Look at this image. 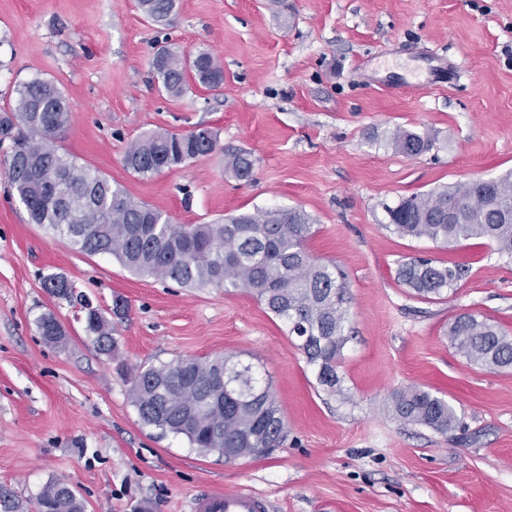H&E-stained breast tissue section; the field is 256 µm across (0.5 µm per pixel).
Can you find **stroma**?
<instances>
[{"instance_id":"1","label":"stroma","mask_w":512,"mask_h":512,"mask_svg":"<svg viewBox=\"0 0 512 512\" xmlns=\"http://www.w3.org/2000/svg\"><path fill=\"white\" fill-rule=\"evenodd\" d=\"M180 0L172 26L138 0H0V110L33 79L71 108L59 141L176 224L301 208L308 250L348 276L350 339L331 395L284 324L242 289L184 288L79 252L30 223L0 168V487L29 504L66 480L86 512H190L197 494L246 486L272 512H512V368L470 364L446 336L463 312L512 335V258L469 241L445 247L389 228L387 207L512 170V0ZM213 50L224 86L179 101L158 90L163 46ZM217 131L216 152L150 177L123 156L148 131ZM398 127L428 134L408 158ZM252 154L251 180L224 172L225 149ZM469 266L439 299L400 285L405 259ZM66 277L104 313L116 297L114 353L87 335L79 304L51 296ZM64 326L46 342L41 315ZM231 354L269 383L287 427L279 448L233 462L142 425L128 381L137 369ZM444 398L459 428L397 420L393 392ZM389 144L397 153L407 157H417L430 149L432 141L424 133L398 127L391 132Z\"/></svg>"}]
</instances>
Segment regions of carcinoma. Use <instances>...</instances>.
Segmentation results:
<instances>
[{
	"label": "carcinoma",
	"mask_w": 512,
	"mask_h": 512,
	"mask_svg": "<svg viewBox=\"0 0 512 512\" xmlns=\"http://www.w3.org/2000/svg\"><path fill=\"white\" fill-rule=\"evenodd\" d=\"M179 0H139L145 18L166 28L178 12ZM160 90L180 99L192 87L217 91L224 84L218 55L200 50L185 56L161 48L153 58ZM71 109L56 85L34 79L17 89L15 106L0 112V142H11L0 164L34 224L51 229L83 253L109 254L126 268L160 281L190 288H242L288 328L317 379L332 395L343 393L338 360L348 343L347 275L334 262L307 251L313 222L303 209H269L241 213L222 222L175 224L163 211L135 200L120 186L79 165L55 146L70 122ZM217 132L199 127L189 133L152 132L138 138L123 157L126 169L147 176L183 166L218 148ZM392 148L417 157L432 146L426 134L395 128ZM255 160L244 150L224 151V169L238 180L252 176ZM64 192L71 205H51L49 197ZM389 228L397 235L427 239L446 247L463 241L490 243L512 257V172L479 178L450 188L412 194L387 207ZM469 268L455 261L414 258L401 263L397 280L418 297L436 299L458 287ZM47 291L75 297L66 278ZM85 329L97 348L116 349L112 323L97 308L84 306ZM48 342L65 339L66 331L51 315L38 320ZM450 346L469 362L487 370L512 367V339L497 325L471 313L457 315L448 327ZM224 370V404L214 408V378ZM130 398L142 424L186 437L204 454L263 457L286 438V426L269 385L261 383L250 364L223 355L161 363L137 370ZM394 417L448 434L459 419L445 399L416 386L391 396ZM31 512H85L83 502L65 482L47 484Z\"/></svg>",
	"instance_id": "cac0c4a2"
}]
</instances>
